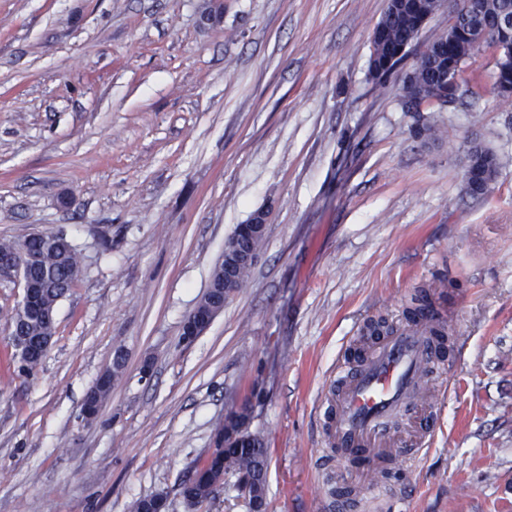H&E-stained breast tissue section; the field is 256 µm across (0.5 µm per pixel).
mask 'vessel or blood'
I'll return each instance as SVG.
<instances>
[{"instance_id":"vessel-or-blood-1","label":"vessel or blood","mask_w":512,"mask_h":512,"mask_svg":"<svg viewBox=\"0 0 512 512\" xmlns=\"http://www.w3.org/2000/svg\"><path fill=\"white\" fill-rule=\"evenodd\" d=\"M437 316L423 312L412 324L396 327L370 344L358 366L338 360L333 370V391L326 401L331 419L330 443L343 465L363 464L375 470L389 461L415 468L423 449L434 442L436 427L430 415L416 421L419 445L389 447L384 423L408 403L422 398L433 373L438 341L432 331Z\"/></svg>"}]
</instances>
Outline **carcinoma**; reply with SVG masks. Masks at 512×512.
Listing matches in <instances>:
<instances>
[{
    "instance_id": "cac0c4a2",
    "label": "carcinoma",
    "mask_w": 512,
    "mask_h": 512,
    "mask_svg": "<svg viewBox=\"0 0 512 512\" xmlns=\"http://www.w3.org/2000/svg\"><path fill=\"white\" fill-rule=\"evenodd\" d=\"M478 4L479 10L472 14H455L448 30L427 47L426 61L409 75L412 84L426 95L448 98V87L459 84L463 65L482 47L495 52L494 82L512 84V74L503 73L504 68H512V26L488 34L481 44L474 43L478 26L488 17L495 18L512 10V0H478ZM442 5L443 0H402L398 5L393 3L386 7L376 25L380 38L372 43L369 57L368 75L371 79L376 80L379 75H386L395 68L401 61L397 57L398 50L417 39L423 20L437 13ZM500 168L501 159L496 152L481 143H471L464 157V170H480L485 178L476 186H466L467 193L474 198L485 196ZM28 247L38 257L37 266L28 274L35 281H45L47 286L41 292L39 311H29L14 318V341L18 344L54 335L55 323L46 321L42 311H55L81 274L79 253L72 241L54 246L42 239H33ZM123 368L122 356L117 353L107 375L98 380L97 399L104 401L109 397L112 384ZM215 453L214 464L219 465V472L235 482L252 481L261 493V500H266L267 448L259 434L248 430L236 440L235 446H219ZM212 471L213 464L195 469L191 484L181 489V494L188 498V506L196 507L214 497Z\"/></svg>"
}]
</instances>
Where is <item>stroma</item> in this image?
Returning <instances> with one entry per match:
<instances>
[{
  "instance_id": "35a3bbf8",
  "label": "stroma",
  "mask_w": 512,
  "mask_h": 512,
  "mask_svg": "<svg viewBox=\"0 0 512 512\" xmlns=\"http://www.w3.org/2000/svg\"><path fill=\"white\" fill-rule=\"evenodd\" d=\"M386 0H0V239L65 232L82 276L39 370L8 340L21 291L0 282V512H244L234 490L191 508L182 480L226 410L253 406L266 512H327L340 473L324 402L364 323L403 320L434 288L461 348L428 397L415 471L372 512H512V99L482 48L472 96L402 108L403 81L452 0L382 83L368 76ZM436 121L428 140L416 130ZM504 159L470 197L464 150ZM268 210L249 280L193 344L181 325L237 225ZM127 354L97 417L88 389ZM150 365L142 374V365Z\"/></svg>"
}]
</instances>
